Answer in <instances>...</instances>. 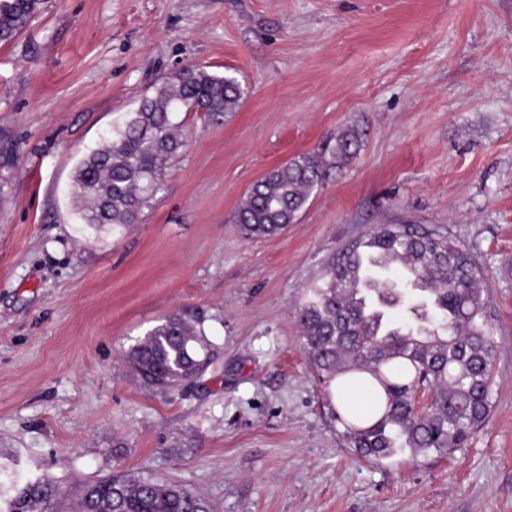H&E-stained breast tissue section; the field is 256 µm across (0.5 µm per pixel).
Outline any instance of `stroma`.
I'll use <instances>...</instances> for the list:
<instances>
[{
    "label": "stroma",
    "instance_id": "obj_1",
    "mask_svg": "<svg viewBox=\"0 0 512 512\" xmlns=\"http://www.w3.org/2000/svg\"><path fill=\"white\" fill-rule=\"evenodd\" d=\"M189 66L238 79L139 223L93 238L69 207L78 160ZM360 148L298 221L251 237L252 185L340 128ZM0 462L85 487L153 476L212 512H512V0H44L0 43ZM464 244L498 345L492 409L468 446L356 459L296 320L309 285L378 227ZM180 313L211 343L197 377L148 385L127 353Z\"/></svg>",
    "mask_w": 512,
    "mask_h": 512
}]
</instances>
